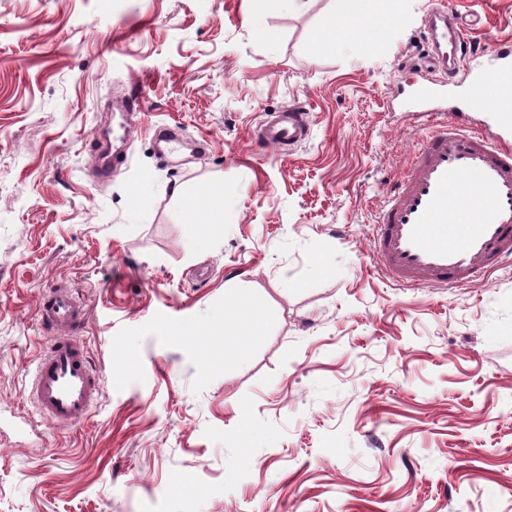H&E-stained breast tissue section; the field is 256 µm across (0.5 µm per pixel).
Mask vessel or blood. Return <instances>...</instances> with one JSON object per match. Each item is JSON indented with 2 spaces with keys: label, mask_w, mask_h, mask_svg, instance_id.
Segmentation results:
<instances>
[{
  "label": "vessel or blood",
  "mask_w": 512,
  "mask_h": 512,
  "mask_svg": "<svg viewBox=\"0 0 512 512\" xmlns=\"http://www.w3.org/2000/svg\"><path fill=\"white\" fill-rule=\"evenodd\" d=\"M431 29L429 64L447 67L477 56L467 38L470 21L440 11ZM501 64L470 81L467 109H487L497 117L499 134L471 128L449 117L448 99L420 84L419 115L429 130L409 162L384 192L372 226V252L380 274L406 287L447 288L473 282L512 258V56L494 47ZM310 131L308 113L293 105L258 132L262 141L290 146ZM36 316L56 337L41 354L32 376L30 398L41 418L57 426L82 422L102 395L74 332L80 305L69 288L54 286L43 295Z\"/></svg>",
  "instance_id": "1"
}]
</instances>
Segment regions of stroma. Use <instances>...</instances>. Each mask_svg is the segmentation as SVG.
Returning a JSON list of instances; mask_svg holds the SVG:
<instances>
[{"label": "stroma", "mask_w": 512, "mask_h": 512, "mask_svg": "<svg viewBox=\"0 0 512 512\" xmlns=\"http://www.w3.org/2000/svg\"><path fill=\"white\" fill-rule=\"evenodd\" d=\"M437 6L512 37V0H404L334 44L350 0H0V512H512V264L401 288L370 250ZM297 103L308 140L263 146ZM57 284L104 382L72 427L25 387ZM232 290L262 322L241 353Z\"/></svg>", "instance_id": "35a3bbf8"}]
</instances>
